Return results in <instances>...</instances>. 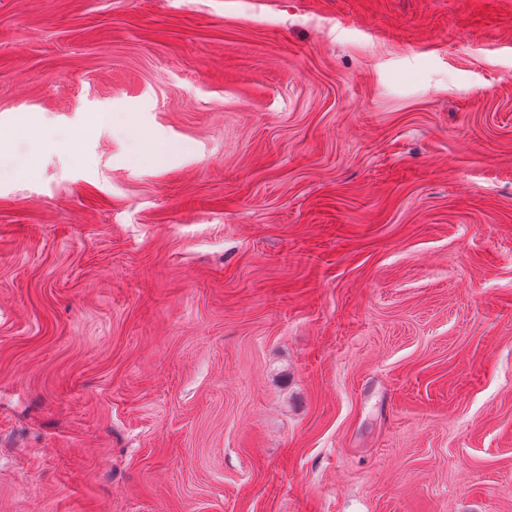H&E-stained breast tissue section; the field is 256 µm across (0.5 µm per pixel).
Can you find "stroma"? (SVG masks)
<instances>
[{
	"instance_id": "1",
	"label": "stroma",
	"mask_w": 512,
	"mask_h": 512,
	"mask_svg": "<svg viewBox=\"0 0 512 512\" xmlns=\"http://www.w3.org/2000/svg\"><path fill=\"white\" fill-rule=\"evenodd\" d=\"M0 512H512V0H0Z\"/></svg>"
}]
</instances>
